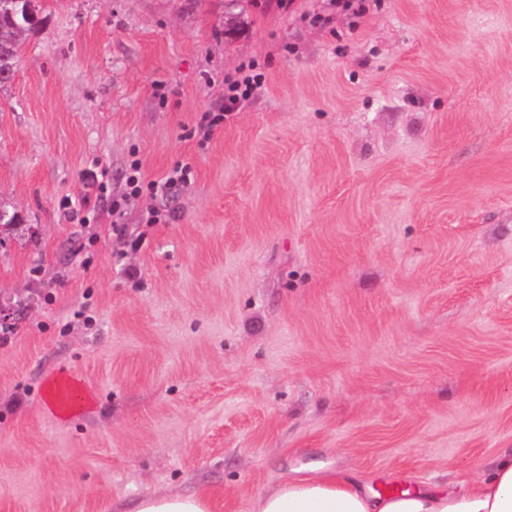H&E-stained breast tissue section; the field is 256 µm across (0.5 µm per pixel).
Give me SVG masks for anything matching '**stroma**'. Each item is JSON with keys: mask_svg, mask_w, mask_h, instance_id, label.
<instances>
[{"mask_svg": "<svg viewBox=\"0 0 512 512\" xmlns=\"http://www.w3.org/2000/svg\"><path fill=\"white\" fill-rule=\"evenodd\" d=\"M365 2L38 0L0 88V512H250L512 448V0ZM134 160L189 175L130 200ZM261 74L241 71L224 80V112H234L242 100L249 98L260 86ZM217 509L209 492L195 490L186 494H147L114 512H216Z\"/></svg>", "mask_w": 512, "mask_h": 512, "instance_id": "stroma-1", "label": "stroma"}]
</instances>
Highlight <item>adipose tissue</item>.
I'll return each mask as SVG.
<instances>
[{"instance_id":"ef3b65f1","label":"adipose tissue","mask_w":512,"mask_h":512,"mask_svg":"<svg viewBox=\"0 0 512 512\" xmlns=\"http://www.w3.org/2000/svg\"><path fill=\"white\" fill-rule=\"evenodd\" d=\"M206 491L144 495L120 512H216ZM252 512H512V449L477 476L458 474L452 487L420 484L380 494L355 477L316 474L281 484L256 499Z\"/></svg>"}]
</instances>
